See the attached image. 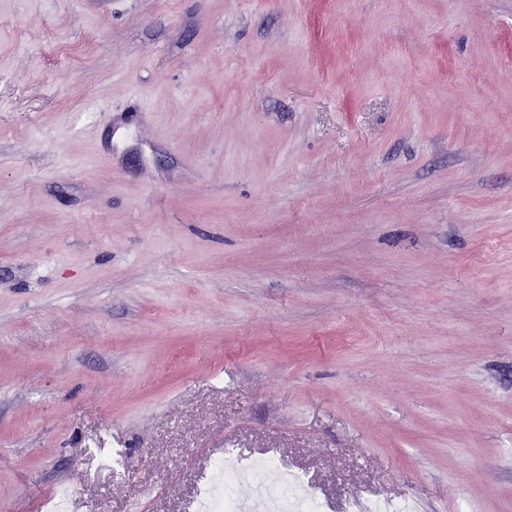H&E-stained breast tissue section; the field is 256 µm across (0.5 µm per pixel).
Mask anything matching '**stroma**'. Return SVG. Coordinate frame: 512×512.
Masks as SVG:
<instances>
[{"mask_svg":"<svg viewBox=\"0 0 512 512\" xmlns=\"http://www.w3.org/2000/svg\"><path fill=\"white\" fill-rule=\"evenodd\" d=\"M228 448L512 512V0H0V512Z\"/></svg>","mask_w":512,"mask_h":512,"instance_id":"obj_1","label":"stroma"}]
</instances>
